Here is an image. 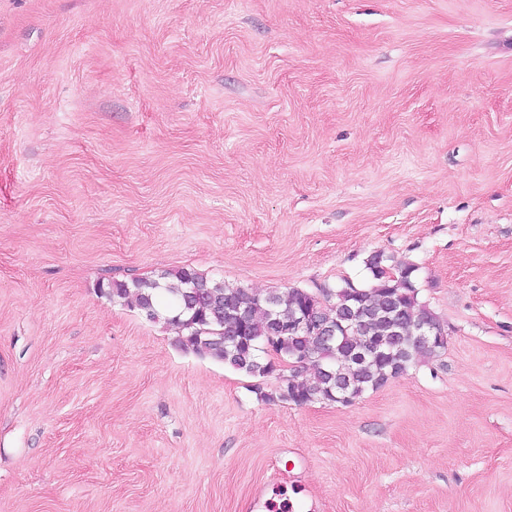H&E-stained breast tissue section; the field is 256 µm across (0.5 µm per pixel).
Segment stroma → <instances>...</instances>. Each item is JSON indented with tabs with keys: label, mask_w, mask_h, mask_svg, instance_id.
<instances>
[{
	"label": "stroma",
	"mask_w": 512,
	"mask_h": 512,
	"mask_svg": "<svg viewBox=\"0 0 512 512\" xmlns=\"http://www.w3.org/2000/svg\"><path fill=\"white\" fill-rule=\"evenodd\" d=\"M417 268L448 333L351 404L99 291ZM512 512V0H0V512Z\"/></svg>",
	"instance_id": "35a3bbf8"
}]
</instances>
